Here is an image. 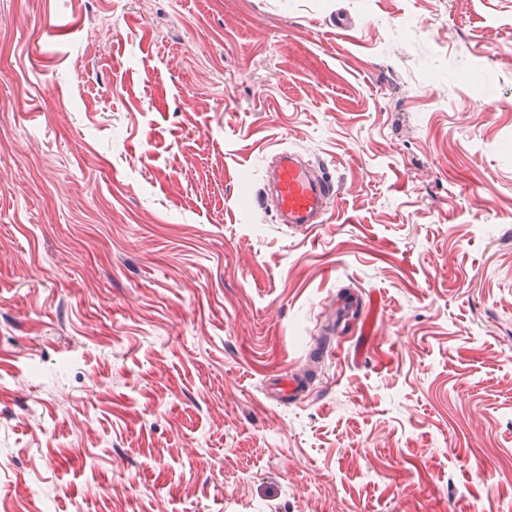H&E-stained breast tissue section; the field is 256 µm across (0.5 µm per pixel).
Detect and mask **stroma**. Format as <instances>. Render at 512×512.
I'll use <instances>...</instances> for the list:
<instances>
[{
  "instance_id": "1",
  "label": "stroma",
  "mask_w": 512,
  "mask_h": 512,
  "mask_svg": "<svg viewBox=\"0 0 512 512\" xmlns=\"http://www.w3.org/2000/svg\"><path fill=\"white\" fill-rule=\"evenodd\" d=\"M0 512H512V0H0ZM272 160L266 187L275 200L282 224L304 228L325 223L338 197V187L331 176L296 152L282 150ZM307 383L301 372L294 373L290 370L288 378L274 377L270 378L266 384L267 396L270 399H279L288 397L298 399L306 391Z\"/></svg>"
}]
</instances>
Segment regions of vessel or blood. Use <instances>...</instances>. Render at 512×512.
<instances>
[{
    "instance_id": "1",
    "label": "vessel or blood",
    "mask_w": 512,
    "mask_h": 512,
    "mask_svg": "<svg viewBox=\"0 0 512 512\" xmlns=\"http://www.w3.org/2000/svg\"><path fill=\"white\" fill-rule=\"evenodd\" d=\"M266 174V187L272 194L282 223L303 228L322 224L338 197V188L328 173L292 151H279ZM307 384L299 373L288 378L274 377L266 384L271 399H298Z\"/></svg>"
}]
</instances>
